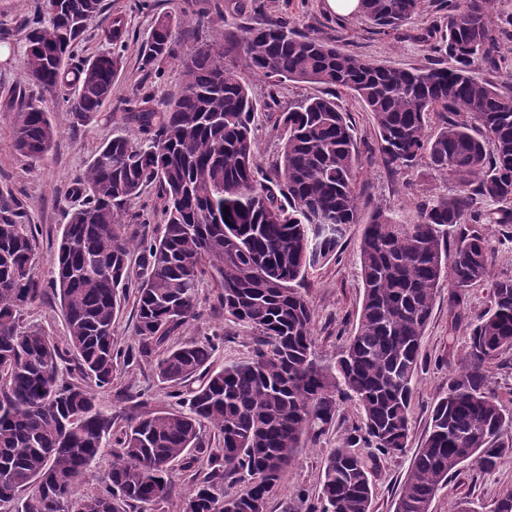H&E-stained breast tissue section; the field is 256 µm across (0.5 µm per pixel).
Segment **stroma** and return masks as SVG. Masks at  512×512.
Returning <instances> with one entry per match:
<instances>
[{
    "label": "stroma",
    "instance_id": "stroma-1",
    "mask_svg": "<svg viewBox=\"0 0 512 512\" xmlns=\"http://www.w3.org/2000/svg\"><path fill=\"white\" fill-rule=\"evenodd\" d=\"M146 8L136 0H103L104 14L89 22L76 53L87 58L108 49L103 32L108 18L119 17L127 29L123 49L124 68L112 84V94L92 120L77 124L65 112H52L58 129L48 155L35 161L23 157L14 148L16 114L12 99L25 85L23 58L25 35L37 19L39 0H0V193H11L24 205V221L35 227V280L48 282L51 276L57 240L67 223L77 198L72 187L88 166L95 150L116 133H134L136 126L127 119L128 108L140 97L151 95L156 106L177 97L183 87V67L176 57L164 60L161 75L143 69L140 47L148 37L157 17L171 15L173 34L181 52L192 50L199 39L227 49L242 31L267 14L287 18L297 31L335 40L345 52L393 68L429 65L430 43L426 31L442 23L441 0H423L419 15L399 31L380 35L357 15L340 16L332 12L327 0H149ZM494 13L508 21L506 35L499 39L494 63L476 61L477 79L496 84L500 91L512 94V0H495ZM228 61H235L229 53ZM257 104L253 128L257 155L262 165H269L280 152V133L275 117L267 107L269 87L261 77L243 72ZM336 95L352 122L354 136L364 157L358 181L371 205L394 211L401 222L416 218L415 204L424 196L453 194L454 183L438 172L427 169L393 170L375 155L376 126L370 112L346 91L303 82H284L278 89V101L288 106L298 100ZM130 211L143 213L149 221L131 225L135 238H156L163 232L162 204L155 186L144 187L131 200ZM362 227L350 225L344 244L335 257L309 270L299 288L313 312L314 351L317 358L335 361L343 345L353 336L363 298L359 262ZM489 304V287L480 283L468 288L463 299L464 321L453 322L448 312V290L439 288L426 328L419 355L418 385L413 397L412 428L405 452L382 456L373 472L371 512H394L395 502L409 472L412 458L430 428L431 409L448 390V374L455 367L469 343L470 324ZM197 318L178 331L174 342L211 338L217 345L215 366L248 360L253 354L255 337L248 327L224 319L219 290L215 282L203 281L198 288ZM25 324H35L57 342L67 335L60 300L53 290H46L36 302L26 307ZM170 388L158 381L150 363H119L112 382L100 389L99 404L108 413L125 418L146 412L176 408ZM336 422L319 439L303 440L296 448L292 463L270 495L269 512H283L299 497L315 500L324 461L335 448L346 446L359 410L353 399L337 398ZM512 490V454L504 456L495 469L482 472L469 466L448 481L433 499L430 512H451L456 500L470 502L475 512H489L493 501Z\"/></svg>",
    "mask_w": 512,
    "mask_h": 512
}]
</instances>
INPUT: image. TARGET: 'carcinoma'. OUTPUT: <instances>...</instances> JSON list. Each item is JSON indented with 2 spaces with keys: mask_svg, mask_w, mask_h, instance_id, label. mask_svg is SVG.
<instances>
[{
  "mask_svg": "<svg viewBox=\"0 0 512 512\" xmlns=\"http://www.w3.org/2000/svg\"><path fill=\"white\" fill-rule=\"evenodd\" d=\"M494 2L448 0L445 25L428 30L432 52L456 61L451 69L378 65L271 15L244 32L234 63L206 42L185 54L180 95L163 110L143 96L130 110L138 136L103 143L77 178L82 202L64 226L49 282L65 315L63 346L37 326H22L24 309L43 295L31 277L35 235L23 224L21 204L0 196V506L28 489L15 512H123L131 504L150 512L169 498L174 462L190 468L205 458L209 476L185 495L181 512H267L294 449L335 423L340 393L356 401L370 452L354 448L355 436L332 452L309 512H371L373 462L408 447L419 348L445 280L450 309L482 282L490 286V308L470 325L469 346L432 408L395 512H429L449 477L470 464L490 471L512 453V412L489 386L492 361L512 349V278H491L484 230L512 223V98L470 70L497 47ZM421 7L422 0H359L358 13L388 35ZM45 14L27 31L24 61L25 82L41 96L18 97L14 131L16 150L33 160L44 158L56 136L42 94L86 121L111 96L126 43L115 17L104 29L114 51L77 58L102 0H45ZM167 19L158 17L141 44L145 69L178 54ZM243 70L274 85L350 91L372 113L383 163L424 165L452 180L455 192L418 203L412 224L380 207L365 210L361 152L334 97L277 113L282 146L262 169ZM432 114L439 124L429 136ZM147 185L163 200L164 233L136 243L127 204ZM481 198L498 207L480 209ZM351 224L363 225V302L336 362L321 364L313 355V309L294 284L336 255ZM136 247L145 255L135 275ZM207 278L220 288L225 319L260 338L251 360L213 370L212 340L167 344L197 317L198 287ZM131 291L138 356L174 396L187 395L188 410L148 412L115 432L95 388L110 385L118 362L133 358L112 336ZM70 355L79 363L77 381L60 377ZM204 423L220 434L217 454L202 439ZM110 437L105 487L72 499ZM228 476L242 488L224 492Z\"/></svg>",
  "mask_w": 512,
  "mask_h": 512,
  "instance_id": "obj_1",
  "label": "carcinoma"
}]
</instances>
